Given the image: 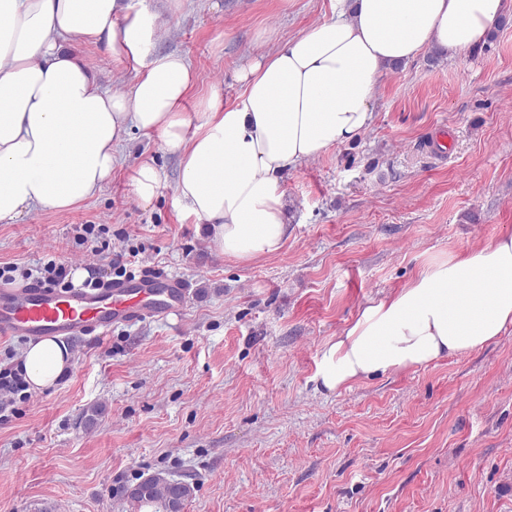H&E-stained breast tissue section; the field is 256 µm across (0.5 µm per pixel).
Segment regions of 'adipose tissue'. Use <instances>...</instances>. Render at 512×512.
I'll return each mask as SVG.
<instances>
[{
  "label": "adipose tissue",
  "mask_w": 512,
  "mask_h": 512,
  "mask_svg": "<svg viewBox=\"0 0 512 512\" xmlns=\"http://www.w3.org/2000/svg\"><path fill=\"white\" fill-rule=\"evenodd\" d=\"M501 12L502 0H330L328 18L242 68L234 104L213 92L190 112L191 65L146 53L157 14L123 0H0V222L87 200L111 182L115 149L138 130L178 156L176 195L224 256L278 253L288 240L283 174L370 128L389 67L477 46ZM78 43L136 63L131 89L103 88ZM511 327L509 234L427 265L365 307L326 344L317 376L335 392L474 350ZM22 359L42 391L70 354L44 340Z\"/></svg>",
  "instance_id": "ef3b65f1"
}]
</instances>
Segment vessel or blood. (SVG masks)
Segmentation results:
<instances>
[{
	"label": "vessel or blood",
	"instance_id": "obj_1",
	"mask_svg": "<svg viewBox=\"0 0 512 512\" xmlns=\"http://www.w3.org/2000/svg\"><path fill=\"white\" fill-rule=\"evenodd\" d=\"M186 294L180 279L152 274H136L97 289L0 285V339H96L113 326H130L180 311Z\"/></svg>",
	"mask_w": 512,
	"mask_h": 512
}]
</instances>
